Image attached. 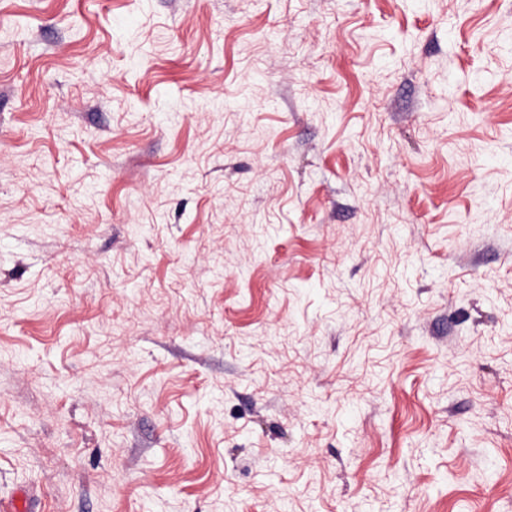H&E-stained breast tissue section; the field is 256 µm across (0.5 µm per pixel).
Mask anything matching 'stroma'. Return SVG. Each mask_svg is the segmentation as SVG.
Returning a JSON list of instances; mask_svg holds the SVG:
<instances>
[{"label": "stroma", "instance_id": "1", "mask_svg": "<svg viewBox=\"0 0 512 512\" xmlns=\"http://www.w3.org/2000/svg\"><path fill=\"white\" fill-rule=\"evenodd\" d=\"M512 512V0H0V504Z\"/></svg>", "mask_w": 512, "mask_h": 512}]
</instances>
